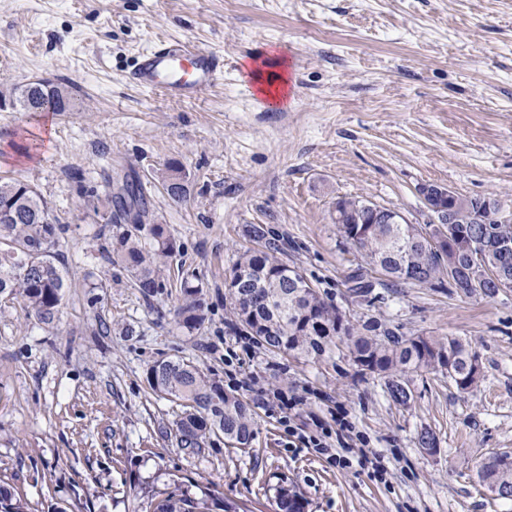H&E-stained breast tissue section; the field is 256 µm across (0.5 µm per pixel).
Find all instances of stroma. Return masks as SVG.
I'll return each mask as SVG.
<instances>
[{
  "label": "stroma",
  "instance_id": "obj_1",
  "mask_svg": "<svg viewBox=\"0 0 512 512\" xmlns=\"http://www.w3.org/2000/svg\"><path fill=\"white\" fill-rule=\"evenodd\" d=\"M164 40L223 53L222 79L184 101L131 84L138 56ZM256 56L283 59L285 101L258 94L276 69L254 73ZM36 80L71 86L74 108L0 109V177L52 207L67 288L50 326L0 294V484L34 512H153V491L177 486L251 512H276L288 487L305 512H512L475 469L512 452V288L489 299L407 284L372 306L354 300L346 282L361 258L333 222L346 196L423 223L424 183L512 208V0H0V90ZM171 162L187 176L180 202L164 189ZM124 175L180 246L152 297L101 257L109 183ZM256 225L284 236L285 262L350 323L469 339L482 383L462 393L417 374L401 406L344 344L306 360L237 341L224 281L256 248ZM186 275L204 303L192 331L174 315ZM164 358L253 405L250 448L220 434L177 446L178 408L146 381ZM281 391L306 398L287 427L269 403ZM339 406L369 465L340 468L289 436ZM425 432L434 452L418 444Z\"/></svg>",
  "mask_w": 512,
  "mask_h": 512
}]
</instances>
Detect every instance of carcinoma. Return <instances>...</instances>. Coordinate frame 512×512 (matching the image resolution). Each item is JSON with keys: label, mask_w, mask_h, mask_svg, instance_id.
<instances>
[{"label": "carcinoma", "mask_w": 512, "mask_h": 512, "mask_svg": "<svg viewBox=\"0 0 512 512\" xmlns=\"http://www.w3.org/2000/svg\"><path fill=\"white\" fill-rule=\"evenodd\" d=\"M0 101L25 112H68L73 97L66 87L48 81L31 82L0 91ZM166 189L174 199L187 194L183 168L167 167ZM480 222L470 221L459 208L455 221L434 235L463 236L474 243L470 252L449 248L441 261L423 235L424 227L403 220L394 210L374 206L367 199L336 201L334 224L360 252L362 263L349 276L348 292L363 301L380 297L376 288L428 283L454 288L465 297L493 298L501 287L512 285V212L498 200L483 198ZM0 293L20 296L31 315L49 325L61 307L66 281L53 252L60 225L47 201L29 184L0 179ZM107 223L117 225L112 249L103 259L119 264L131 274L132 286L144 295L167 287L164 268L178 252L175 238L157 224L140 185L127 183L107 194ZM252 233L260 247L238 255L229 277L232 310L241 324L266 348L284 355L318 358L331 351L336 321L343 320L338 307L318 289L305 283L306 276L289 269L281 248L269 231L258 226ZM182 301L176 309L179 325L194 330L202 322L201 289L184 281ZM343 336L353 361L383 379L390 397L406 404L413 374L441 372L460 392L476 387L471 374L479 359L470 343L457 336H405L391 329L378 330L373 322L358 328L346 325ZM147 383L158 395L181 408L175 422L176 443L199 448L217 433L235 448H248L254 436V411L235 392H227L199 367L184 359H162L147 371ZM479 482L498 490L500 499L512 501V454L501 452L477 465ZM173 512H243L215 494L192 495L176 488L161 493ZM279 512H304L299 495L288 497L280 489L275 496ZM0 512H32L28 500L8 485H0Z\"/></svg>", "instance_id": "carcinoma-1"}]
</instances>
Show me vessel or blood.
Segmentation results:
<instances>
[{
  "instance_id": "1",
  "label": "vessel or blood",
  "mask_w": 512,
  "mask_h": 512,
  "mask_svg": "<svg viewBox=\"0 0 512 512\" xmlns=\"http://www.w3.org/2000/svg\"><path fill=\"white\" fill-rule=\"evenodd\" d=\"M223 74V54L174 41L142 53L129 80L169 99L192 100L205 94Z\"/></svg>"
}]
</instances>
